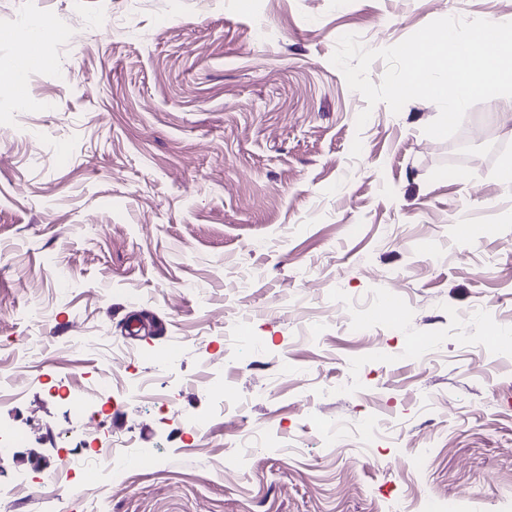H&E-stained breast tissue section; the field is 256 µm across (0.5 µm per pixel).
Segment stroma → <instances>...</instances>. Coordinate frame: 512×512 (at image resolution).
I'll list each match as a JSON object with an SVG mask.
<instances>
[{"label": "stroma", "mask_w": 512, "mask_h": 512, "mask_svg": "<svg viewBox=\"0 0 512 512\" xmlns=\"http://www.w3.org/2000/svg\"><path fill=\"white\" fill-rule=\"evenodd\" d=\"M41 16L51 66L0 96V376L27 374L0 512H512V110L437 140L435 104L381 102L360 129L330 62L512 0H0V58ZM76 336L129 357L102 435L155 458L120 483L52 479L57 392L99 376Z\"/></svg>", "instance_id": "obj_1"}]
</instances>
